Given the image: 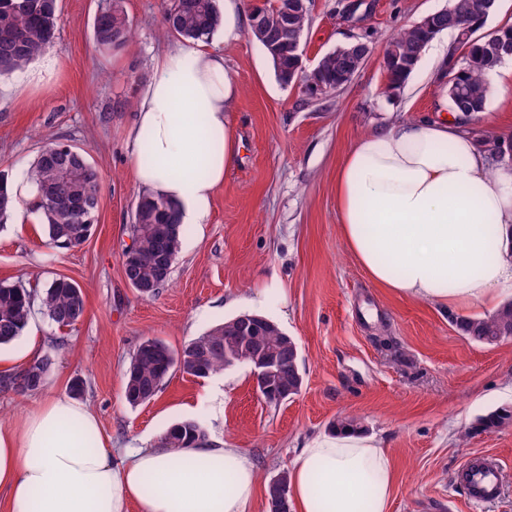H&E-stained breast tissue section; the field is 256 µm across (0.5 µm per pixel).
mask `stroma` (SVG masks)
Returning a JSON list of instances; mask_svg holds the SVG:
<instances>
[{
	"instance_id": "35a3bbf8",
	"label": "stroma",
	"mask_w": 512,
	"mask_h": 512,
	"mask_svg": "<svg viewBox=\"0 0 512 512\" xmlns=\"http://www.w3.org/2000/svg\"><path fill=\"white\" fill-rule=\"evenodd\" d=\"M346 2H309L306 68L360 38L373 46L328 96L281 84L248 33L210 37L241 86L233 114L240 153L207 223L185 227L169 281L147 297L123 274L141 193L127 168L128 135L154 58L177 39L162 28L161 0H122L133 34L105 52L94 19L107 0H59L55 74L22 96L23 72L0 77V172L26 181L44 142L71 144L100 169V208L91 237L71 250L51 247L38 212H14L0 228V282L39 291L66 277L81 287L86 310L63 328L34 313L23 335L0 347V380L27 366L30 348L53 351L43 390L67 393L81 381V400L116 450L156 442L177 421L199 422L207 439L242 449L256 466L253 512H269V483L340 417L389 451L390 512H512V426L476 429L481 417L512 410V338L473 342L451 311L376 287L341 236L336 206V167L357 136L440 103L439 69L427 55L400 91L386 93L381 47L449 0H365L351 16ZM466 124L479 138H511L512 89L493 90L485 112ZM243 313L261 314L295 340L304 379L297 396L268 404L251 367L239 364L206 378L172 371L150 403H125L124 374L144 339L178 350ZM477 453L496 455L507 472L499 500L478 508L454 481Z\"/></svg>"
}]
</instances>
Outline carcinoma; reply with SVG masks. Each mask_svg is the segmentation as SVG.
I'll return each instance as SVG.
<instances>
[{
    "mask_svg": "<svg viewBox=\"0 0 512 512\" xmlns=\"http://www.w3.org/2000/svg\"><path fill=\"white\" fill-rule=\"evenodd\" d=\"M497 0H451L448 12L439 18L441 31L425 25H411L390 37L384 45L383 69L386 91L401 89L416 70L427 45L440 32H452L470 46L468 58L449 59L444 70L448 84L450 109L462 114H478L486 110L492 93V77L504 60L499 54L502 40L512 39V26L497 31L489 39L475 36L478 25L495 11ZM263 16L264 29L276 31L280 25V11L272 3L250 7L249 15ZM163 25L167 33L182 39L203 41L222 26V16L216 0H162ZM58 0H0V76L20 71L55 44L59 31ZM309 15L303 12L288 30L283 43L279 68L286 72L294 58V33L305 31ZM94 35L98 47L104 51L117 50L130 39L131 26L119 0H111L101 8L95 19ZM344 46L324 55L321 59V80L333 93L353 77L364 62L360 54L349 53ZM55 142L41 147L27 179L37 191L44 189L56 193L55 200L38 203L42 224L46 226L50 244L57 248L74 249L83 245L91 234L92 225L80 220V211L94 198L99 188L100 172L78 150L49 153ZM485 152L495 164L508 157L506 150L512 142L495 135L483 139ZM16 206L14 184L0 173V221L6 219ZM183 225L177 223L171 203L158 196L144 193L138 197L130 225L132 244L123 252L126 280L145 296L155 295L168 281L179 249ZM54 324L63 327L75 324L84 314L85 300L82 289L66 277L53 279L34 298L21 284L0 283V345L19 338L34 312V302ZM455 325L472 341L493 344L512 337V300L502 304L495 312L484 317H458ZM256 335L250 347L241 348V336L234 320L219 324L173 351L157 338L144 340L124 375L123 398L131 407L150 402L161 390L174 368L194 377H207L228 367L224 353L237 354L236 362L248 363L256 351H269L279 359L268 381L273 393L290 397L301 392L303 376L295 355L297 345L274 323L259 317L255 319ZM54 364L51 353L43 354L27 368L14 375L9 385L26 392L35 391L43 383L31 381V376L46 377ZM512 424V412L501 410L480 418L478 426L483 432H492ZM204 428L195 420H182L173 424L164 440L173 448H190L205 440Z\"/></svg>",
    "mask_w": 512,
    "mask_h": 512,
    "instance_id": "obj_1",
    "label": "carcinoma"
}]
</instances>
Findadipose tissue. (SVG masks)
I'll list each match as a JSON object with an SVG mask.
<instances>
[{"label":"adipose tissue","instance_id":"1","mask_svg":"<svg viewBox=\"0 0 512 512\" xmlns=\"http://www.w3.org/2000/svg\"><path fill=\"white\" fill-rule=\"evenodd\" d=\"M241 95L224 55L176 44L153 65L137 104L127 165L180 224L207 223L236 162ZM340 231L379 287L469 314L512 299V170L492 169L456 119L422 115L362 134L336 169ZM392 459L346 432L300 448L289 467L297 512H388ZM253 462L224 443L124 449L87 402L50 393L0 424V512H250Z\"/></svg>","mask_w":512,"mask_h":512}]
</instances>
